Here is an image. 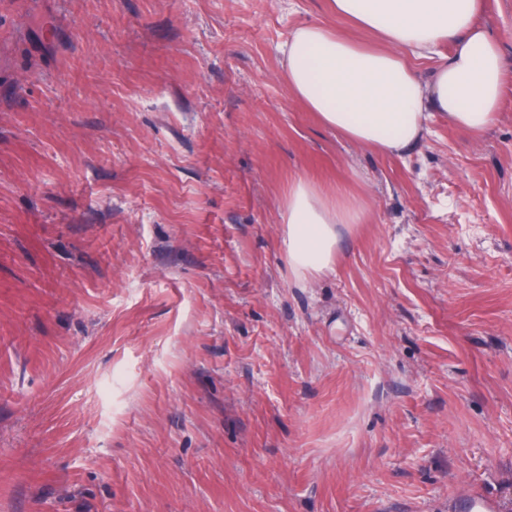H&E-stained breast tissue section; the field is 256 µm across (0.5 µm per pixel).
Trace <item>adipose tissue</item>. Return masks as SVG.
Listing matches in <instances>:
<instances>
[{"label":"adipose tissue","instance_id":"obj_1","mask_svg":"<svg viewBox=\"0 0 512 512\" xmlns=\"http://www.w3.org/2000/svg\"><path fill=\"white\" fill-rule=\"evenodd\" d=\"M337 13L376 34L381 47L351 42L323 24L298 26L282 48L294 97L351 143L403 155L434 115L479 135L495 121L512 71L498 38L479 19L481 0H333ZM451 45L429 78L409 50ZM361 219L359 200L331 198L306 179L293 182L281 214L288 269L305 284L332 268L338 225Z\"/></svg>","mask_w":512,"mask_h":512}]
</instances>
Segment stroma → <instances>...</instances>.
Here are the masks:
<instances>
[{"label": "stroma", "instance_id": "1", "mask_svg": "<svg viewBox=\"0 0 512 512\" xmlns=\"http://www.w3.org/2000/svg\"><path fill=\"white\" fill-rule=\"evenodd\" d=\"M329 0H0V512H512V73L409 154L295 99ZM356 196L295 284L297 179ZM452 512H495V502L473 490H463L453 499Z\"/></svg>", "mask_w": 512, "mask_h": 512}]
</instances>
